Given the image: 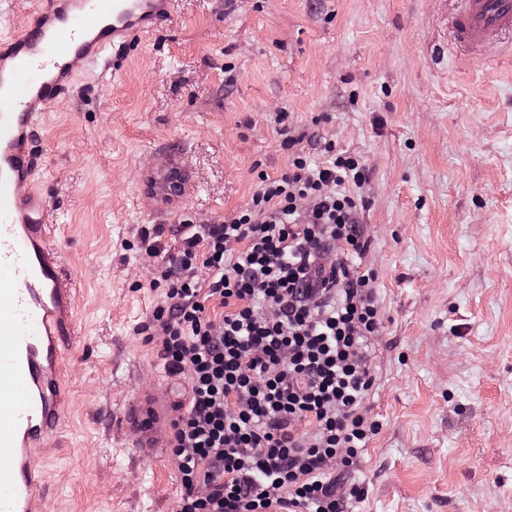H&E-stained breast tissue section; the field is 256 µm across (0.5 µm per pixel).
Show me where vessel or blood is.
Wrapping results in <instances>:
<instances>
[{"label": "vessel or blood", "instance_id": "obj_1", "mask_svg": "<svg viewBox=\"0 0 512 512\" xmlns=\"http://www.w3.org/2000/svg\"><path fill=\"white\" fill-rule=\"evenodd\" d=\"M455 38L474 48L512 26V0H464ZM176 0H41L0 36V512H48L46 470L69 425L76 291L51 238L30 148L73 65L108 59L171 20Z\"/></svg>", "mask_w": 512, "mask_h": 512}]
</instances>
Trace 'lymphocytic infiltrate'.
<instances>
[{"label":"lymphocytic infiltrate","mask_w":512,"mask_h":512,"mask_svg":"<svg viewBox=\"0 0 512 512\" xmlns=\"http://www.w3.org/2000/svg\"><path fill=\"white\" fill-rule=\"evenodd\" d=\"M350 158L294 157L223 224L185 221L167 256L150 327L168 372L187 384L169 452L175 512H345L340 482L379 425L363 409L381 331Z\"/></svg>","instance_id":"obj_1"}]
</instances>
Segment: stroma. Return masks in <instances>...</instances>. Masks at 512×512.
<instances>
[{"label": "stroma", "mask_w": 512, "mask_h": 512, "mask_svg": "<svg viewBox=\"0 0 512 512\" xmlns=\"http://www.w3.org/2000/svg\"><path fill=\"white\" fill-rule=\"evenodd\" d=\"M459 0H177L119 74L75 66L36 130V186L78 288L53 512H173L180 475L139 414L186 383L141 328L162 299L143 229L221 224L295 156L352 157L382 328L379 430L347 512H512V37L457 49Z\"/></svg>", "instance_id": "1"}]
</instances>
